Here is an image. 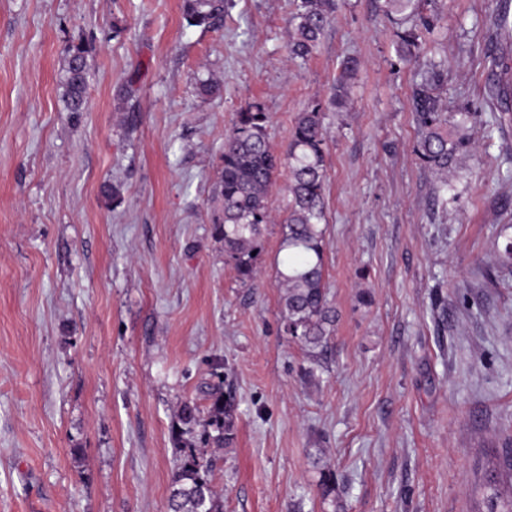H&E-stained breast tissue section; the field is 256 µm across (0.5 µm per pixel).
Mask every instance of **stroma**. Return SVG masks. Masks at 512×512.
Returning a JSON list of instances; mask_svg holds the SVG:
<instances>
[{
    "label": "stroma",
    "mask_w": 512,
    "mask_h": 512,
    "mask_svg": "<svg viewBox=\"0 0 512 512\" xmlns=\"http://www.w3.org/2000/svg\"><path fill=\"white\" fill-rule=\"evenodd\" d=\"M496 2L436 0L409 62L375 0H346L305 61L288 56L293 0H232L214 30L183 0H0V512H167L170 423L217 373L235 408L233 444L206 451L224 512H333L327 469L345 512L481 508L480 478L512 453V287L486 272L512 224V112L482 107ZM81 37L89 109L73 115L59 79ZM349 57V100L324 119L339 321L315 361L280 330L287 169L250 282L224 262L211 197L237 112L261 103L283 152ZM433 57L449 121L474 115L444 209L410 102ZM207 75L223 91L204 102Z\"/></svg>",
    "instance_id": "stroma-1"
}]
</instances>
